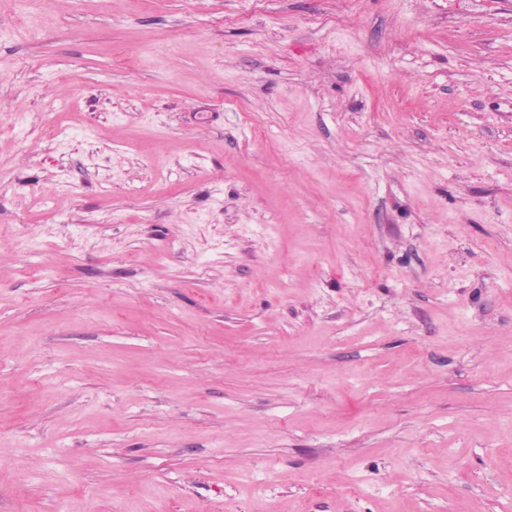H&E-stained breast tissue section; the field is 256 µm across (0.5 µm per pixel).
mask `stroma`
Returning <instances> with one entry per match:
<instances>
[{"label": "stroma", "mask_w": 512, "mask_h": 512, "mask_svg": "<svg viewBox=\"0 0 512 512\" xmlns=\"http://www.w3.org/2000/svg\"><path fill=\"white\" fill-rule=\"evenodd\" d=\"M0 512H512V0H0Z\"/></svg>", "instance_id": "1"}]
</instances>
